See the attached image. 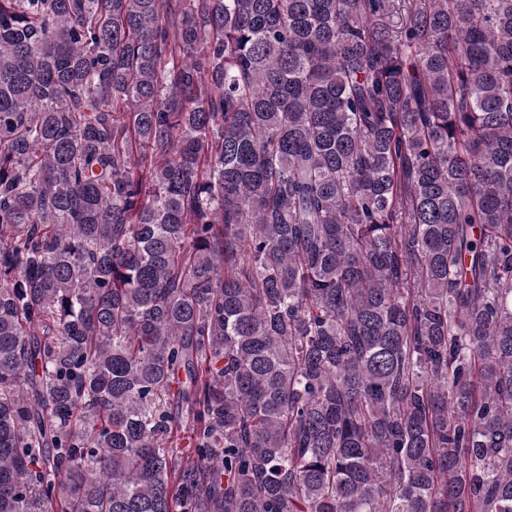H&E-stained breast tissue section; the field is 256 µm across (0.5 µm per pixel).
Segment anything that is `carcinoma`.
I'll return each instance as SVG.
<instances>
[{
  "instance_id": "cac0c4a2",
  "label": "carcinoma",
  "mask_w": 512,
  "mask_h": 512,
  "mask_svg": "<svg viewBox=\"0 0 512 512\" xmlns=\"http://www.w3.org/2000/svg\"><path fill=\"white\" fill-rule=\"evenodd\" d=\"M0 512H512V0H0Z\"/></svg>"
}]
</instances>
